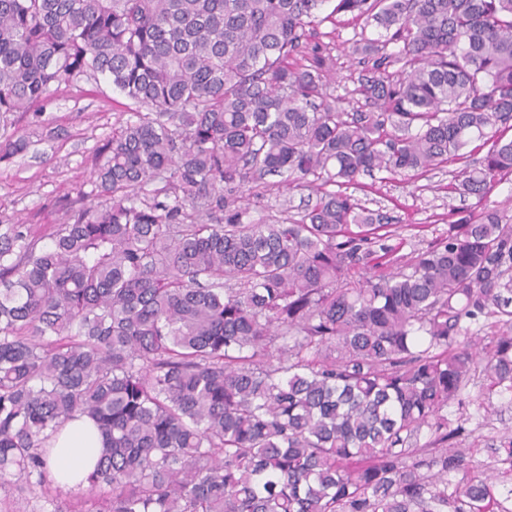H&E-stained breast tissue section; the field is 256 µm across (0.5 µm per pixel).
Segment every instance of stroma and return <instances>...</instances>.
I'll list each match as a JSON object with an SVG mask.
<instances>
[{
	"label": "stroma",
	"mask_w": 512,
	"mask_h": 512,
	"mask_svg": "<svg viewBox=\"0 0 512 512\" xmlns=\"http://www.w3.org/2000/svg\"><path fill=\"white\" fill-rule=\"evenodd\" d=\"M322 40L329 44L336 60L335 78L329 93L342 107H356L358 67L351 47L360 36H376L374 27L363 26L351 16H337L335 23L321 27ZM41 116L17 115L13 127L26 146L18 152L0 149V215L33 225L49 232L60 223L70 204L90 195L95 186L90 172L91 160L113 131L129 117L127 100L106 80H75L41 106ZM485 147L470 145L464 158L449 160L441 168L408 171L380 179L361 177L348 186L347 194L373 213L392 224L401 253L426 248L436 238L445 236L456 209H474L475 200L449 192L458 172L466 163L483 157ZM303 209L299 191L274 189L265 192L262 206H248L247 218L253 222L274 223L297 215ZM481 389L472 385L463 393V406H449V419L464 418L463 442H470V430L480 429L492 440L512 431V402L496 398L500 411L485 416L480 406Z\"/></svg>",
	"instance_id": "1"
}]
</instances>
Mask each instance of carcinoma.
I'll use <instances>...</instances> for the list:
<instances>
[{
  "label": "carcinoma",
  "instance_id": "cac0c4a2",
  "mask_svg": "<svg viewBox=\"0 0 512 512\" xmlns=\"http://www.w3.org/2000/svg\"><path fill=\"white\" fill-rule=\"evenodd\" d=\"M339 14L380 29L352 112L325 91ZM81 76L145 111L95 153L98 201L44 235L0 219V512H46L76 417L101 456L51 512H512V434L476 472L448 420L480 376L512 396V219L484 206L512 174V0H0V139ZM477 141L448 190L480 216L406 261L322 191ZM268 176L315 202L244 221Z\"/></svg>",
  "mask_w": 512,
  "mask_h": 512
}]
</instances>
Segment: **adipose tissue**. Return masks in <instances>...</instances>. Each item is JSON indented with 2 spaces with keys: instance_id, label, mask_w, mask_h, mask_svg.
I'll use <instances>...</instances> for the list:
<instances>
[{
  "instance_id": "ef3b65f1",
  "label": "adipose tissue",
  "mask_w": 512,
  "mask_h": 512,
  "mask_svg": "<svg viewBox=\"0 0 512 512\" xmlns=\"http://www.w3.org/2000/svg\"><path fill=\"white\" fill-rule=\"evenodd\" d=\"M101 446L100 434L89 419L81 417L67 422L49 457L55 485L71 489L85 483L95 466Z\"/></svg>"
}]
</instances>
